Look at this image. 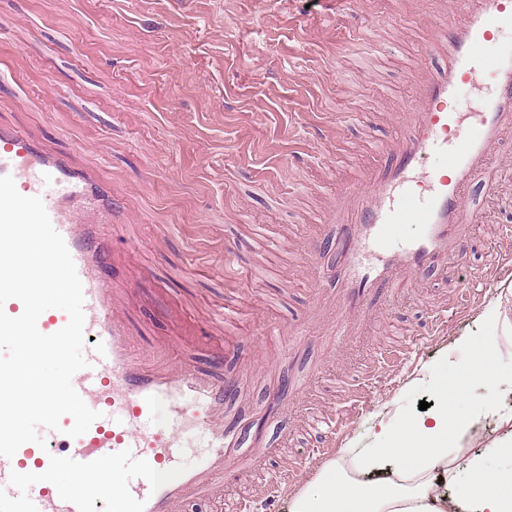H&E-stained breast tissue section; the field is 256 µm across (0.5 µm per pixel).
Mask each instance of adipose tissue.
<instances>
[{
	"label": "adipose tissue",
	"mask_w": 512,
	"mask_h": 512,
	"mask_svg": "<svg viewBox=\"0 0 512 512\" xmlns=\"http://www.w3.org/2000/svg\"><path fill=\"white\" fill-rule=\"evenodd\" d=\"M444 407L426 417L409 419L402 441L380 431L375 447L353 452L339 449L312 482L290 495L287 512H512V502L500 493L503 474L486 472L487 459L512 453V440L495 439L481 448L462 442L481 418L492 414L512 424V413L499 412L488 402L472 413L449 419L447 406L456 390L440 382ZM467 464L480 475L479 492L458 484V468ZM454 494H445V487Z\"/></svg>",
	"instance_id": "1"
}]
</instances>
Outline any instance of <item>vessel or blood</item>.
Here are the masks:
<instances>
[{"label": "vessel or blood", "mask_w": 512, "mask_h": 512, "mask_svg": "<svg viewBox=\"0 0 512 512\" xmlns=\"http://www.w3.org/2000/svg\"><path fill=\"white\" fill-rule=\"evenodd\" d=\"M435 27L447 57L444 70L429 73L412 104L415 122L401 136L396 159L368 177L369 189L351 187L355 205L351 241L343 254L344 299L354 305L380 288L407 287L411 275L455 262L456 246L470 223V188L486 180L505 134L512 133V42L485 48L512 30V0H449ZM470 85L480 101L463 105L458 90ZM444 159L431 165L432 156ZM18 191L41 197L54 229L64 239L84 292L83 356L87 368L72 384L100 417L81 436H68L71 416L59 429H43L45 448L21 446L0 456V512H189L196 501L224 502V471L234 466L237 424L224 399L231 380L214 374L225 340L196 328L191 341L213 368L155 362L126 320L128 289L114 269L112 187L73 167L68 156L43 152L36 142L0 126V176ZM407 224L421 225L406 236ZM173 420L152 421L159 409ZM208 437V452L191 468L175 465L185 429ZM81 477L60 486L59 469ZM119 486L120 500L95 494L101 481Z\"/></svg>", "instance_id": "obj_1"}]
</instances>
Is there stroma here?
<instances>
[{"instance_id": "stroma-1", "label": "stroma", "mask_w": 512, "mask_h": 512, "mask_svg": "<svg viewBox=\"0 0 512 512\" xmlns=\"http://www.w3.org/2000/svg\"><path fill=\"white\" fill-rule=\"evenodd\" d=\"M447 10L448 0H356L328 18L305 0H0V124L111 182L117 260L151 279L129 316L141 345L239 309L225 326L224 371L240 384L230 412L262 419L246 445L276 454L226 472L224 512L278 469L300 466L309 481L321 442L370 448L379 421L396 436L420 402L439 407L421 365L457 387L449 416L491 400L512 410V269L495 264L512 252V138L495 154L497 177L471 191L464 270L336 301L338 188L363 181L374 148L409 124L406 104L434 64L420 48ZM483 272L492 286L417 347ZM497 296L507 319L492 335L482 313ZM339 317L360 334L334 336ZM268 322L300 330L294 348L268 342ZM487 345L494 387L475 368ZM287 379L309 380L311 394L282 393Z\"/></svg>"}]
</instances>
